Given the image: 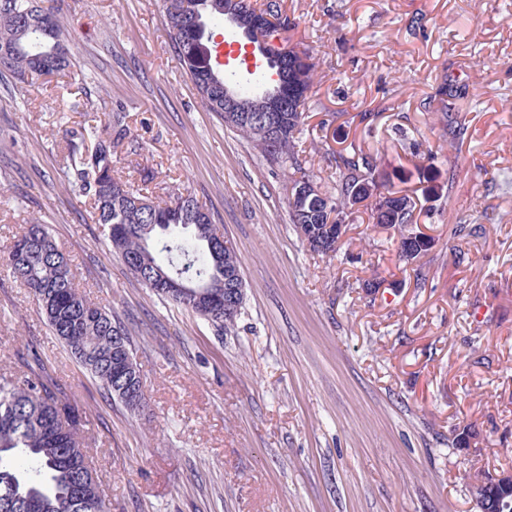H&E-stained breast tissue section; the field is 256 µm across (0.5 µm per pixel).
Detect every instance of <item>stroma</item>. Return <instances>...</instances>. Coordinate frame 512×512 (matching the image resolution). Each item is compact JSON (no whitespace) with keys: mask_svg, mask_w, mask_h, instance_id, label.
<instances>
[{"mask_svg":"<svg viewBox=\"0 0 512 512\" xmlns=\"http://www.w3.org/2000/svg\"><path fill=\"white\" fill-rule=\"evenodd\" d=\"M54 4L88 100L127 130L118 171L156 197L191 192L245 282L221 336L138 282L73 186L72 97L0 63V249L47 220L81 292L128 330L147 405L107 398L2 265L0 374L34 354L53 366L87 413L109 512H481L472 481L512 469V0H280L318 63L303 168L330 192L338 151L370 156L430 241L412 259L360 204L335 253L309 251L292 169L208 111L162 0Z\"/></svg>","mask_w":512,"mask_h":512,"instance_id":"obj_1","label":"stroma"}]
</instances>
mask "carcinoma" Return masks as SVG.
<instances>
[{
  "instance_id": "carcinoma-1",
  "label": "carcinoma",
  "mask_w": 512,
  "mask_h": 512,
  "mask_svg": "<svg viewBox=\"0 0 512 512\" xmlns=\"http://www.w3.org/2000/svg\"><path fill=\"white\" fill-rule=\"evenodd\" d=\"M164 26L174 41L176 55L209 111L241 133L268 161L289 166L300 177L288 186V208L294 231L315 253L336 250L345 225L344 203L373 197L372 164L355 152L336 154V194L315 190L297 193L312 182L302 171L295 152V134L311 97L317 64L309 49L287 36L292 22L280 3L268 0L258 8L252 0H163ZM230 19L249 40L269 47L279 80L269 86L272 95L252 96L244 106L231 103L224 91V74L212 65L209 28L199 23ZM58 9L43 0H0V61L10 73L28 78L56 76L74 98V111L84 120L71 132L69 158L79 164L78 189L90 199L95 222L108 229L113 251L131 274L167 302L198 312L195 295L200 283L218 280L210 293L213 307L202 318L222 333L234 325L244 300L224 301V289L244 287L241 261L228 239L209 244L217 232L209 211L194 196L178 194L157 201L114 173L112 139L106 128L80 102L84 92L79 74L71 70L70 48L61 38ZM277 118L278 131L268 136L259 129L267 114ZM375 198V197H373ZM414 206L406 195L387 192L370 204L377 224L404 227L412 223ZM403 252L417 256L427 242L415 232L403 235ZM0 264L30 290L53 335L76 361L99 382L105 395L136 410L144 407L141 376L131 380L117 371L121 357H134L131 338L122 323L82 294L72 261L56 243L50 225L32 218L20 225L11 244L0 252ZM181 272L188 288L165 292L155 276ZM83 416L77 404L52 376L48 364L35 357L19 376L0 375V512H22L26 503L36 512H103L94 470L89 465L82 436Z\"/></svg>"
}]
</instances>
